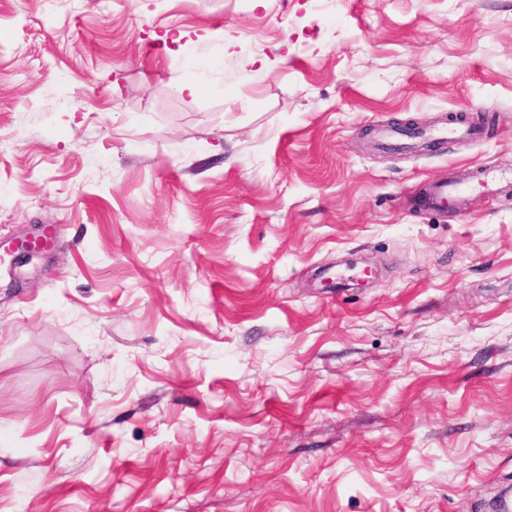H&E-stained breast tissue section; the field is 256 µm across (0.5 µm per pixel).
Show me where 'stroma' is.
Returning a JSON list of instances; mask_svg holds the SVG:
<instances>
[{"label":"stroma","mask_w":512,"mask_h":512,"mask_svg":"<svg viewBox=\"0 0 512 512\" xmlns=\"http://www.w3.org/2000/svg\"><path fill=\"white\" fill-rule=\"evenodd\" d=\"M0 140V512L512 502V0H0ZM511 179V174L506 172H487L483 179L474 184H438L433 186L430 194V205L438 211L456 209L460 206L465 194L469 191L478 190L490 192L493 184Z\"/></svg>","instance_id":"1"}]
</instances>
